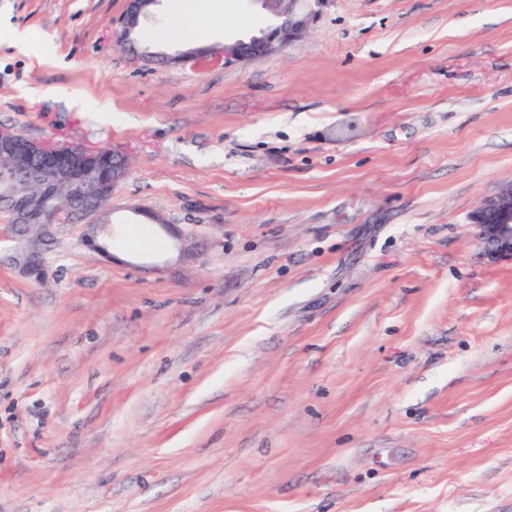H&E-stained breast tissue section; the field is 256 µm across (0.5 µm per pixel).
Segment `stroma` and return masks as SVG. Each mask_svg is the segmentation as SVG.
I'll return each mask as SVG.
<instances>
[{"label": "stroma", "mask_w": 512, "mask_h": 512, "mask_svg": "<svg viewBox=\"0 0 512 512\" xmlns=\"http://www.w3.org/2000/svg\"><path fill=\"white\" fill-rule=\"evenodd\" d=\"M125 9L0 0V127L128 159L108 255L78 221L44 282L0 263V512H512V263L469 220L512 181V0H332L234 65L145 61Z\"/></svg>", "instance_id": "stroma-1"}]
</instances>
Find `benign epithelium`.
Segmentation results:
<instances>
[{
	"label": "benign epithelium",
	"instance_id": "obj_1",
	"mask_svg": "<svg viewBox=\"0 0 512 512\" xmlns=\"http://www.w3.org/2000/svg\"><path fill=\"white\" fill-rule=\"evenodd\" d=\"M158 0H128L126 12L118 22L116 43L128 44L130 31L139 21L148 19ZM263 8L279 19V24L251 36L224 44L212 55L224 63L243 62L281 51L300 41L332 0H258ZM24 155L27 160L11 168L0 165V213L7 224L0 230L13 243L10 260L24 276L40 283L45 279V253L54 243L55 229L77 217L100 216L109 205L112 191L126 174L124 159L82 145L54 146L9 129H0V159ZM95 184L96 200L84 195L85 183ZM65 183L69 197L53 203V221L45 220V206L29 201L28 191L41 186L47 200L55 187ZM478 227L479 243L491 261H512V182L500 185L485 197L470 216ZM112 225L96 221L87 225L84 242L102 255H109L106 240Z\"/></svg>",
	"mask_w": 512,
	"mask_h": 512
}]
</instances>
